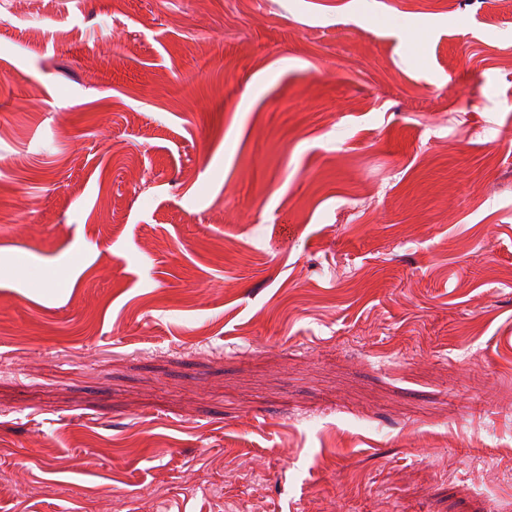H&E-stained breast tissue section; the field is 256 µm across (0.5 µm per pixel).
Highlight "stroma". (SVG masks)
<instances>
[{
    "instance_id": "obj_1",
    "label": "stroma",
    "mask_w": 512,
    "mask_h": 512,
    "mask_svg": "<svg viewBox=\"0 0 512 512\" xmlns=\"http://www.w3.org/2000/svg\"><path fill=\"white\" fill-rule=\"evenodd\" d=\"M506 130L512 0H0V512H512Z\"/></svg>"
}]
</instances>
